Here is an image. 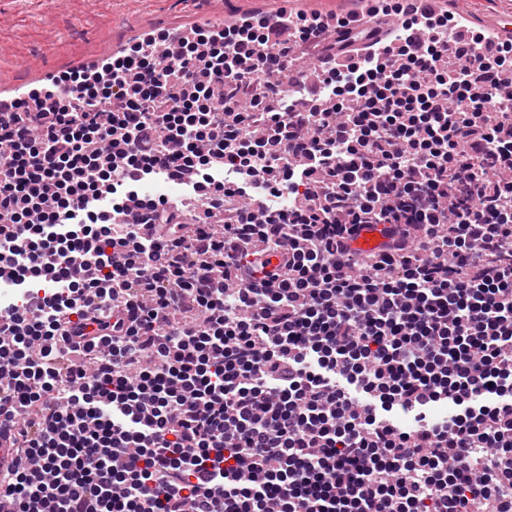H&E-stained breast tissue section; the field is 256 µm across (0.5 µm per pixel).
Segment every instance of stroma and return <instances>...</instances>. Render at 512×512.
I'll list each match as a JSON object with an SVG mask.
<instances>
[{
	"mask_svg": "<svg viewBox=\"0 0 512 512\" xmlns=\"http://www.w3.org/2000/svg\"><path fill=\"white\" fill-rule=\"evenodd\" d=\"M238 8L237 0H0V75L66 71L124 39L132 25L187 28L199 15Z\"/></svg>",
	"mask_w": 512,
	"mask_h": 512,
	"instance_id": "35a3bbf8",
	"label": "stroma"
}]
</instances>
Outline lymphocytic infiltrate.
Listing matches in <instances>:
<instances>
[{"mask_svg": "<svg viewBox=\"0 0 512 512\" xmlns=\"http://www.w3.org/2000/svg\"><path fill=\"white\" fill-rule=\"evenodd\" d=\"M378 3L0 107L15 512H512V40Z\"/></svg>", "mask_w": 512, "mask_h": 512, "instance_id": "lymphocytic-infiltrate-1", "label": "lymphocytic infiltrate"}]
</instances>
